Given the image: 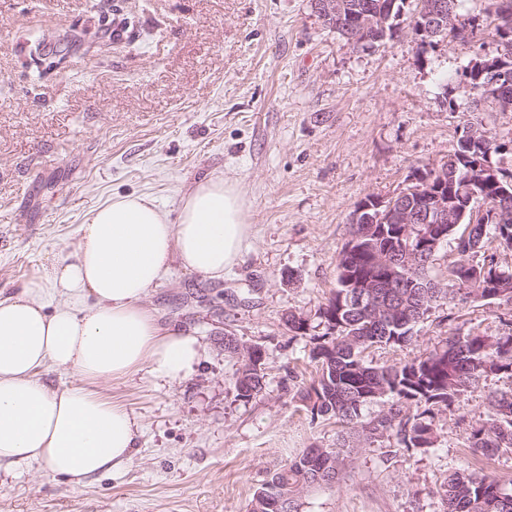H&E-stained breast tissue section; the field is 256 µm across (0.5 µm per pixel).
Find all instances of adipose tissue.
Masks as SVG:
<instances>
[{
    "label": "adipose tissue",
    "mask_w": 512,
    "mask_h": 512,
    "mask_svg": "<svg viewBox=\"0 0 512 512\" xmlns=\"http://www.w3.org/2000/svg\"><path fill=\"white\" fill-rule=\"evenodd\" d=\"M251 234L244 194L221 176L183 193L174 224L146 195H116L92 209L73 250L0 300V479L38 465L81 487L131 462L139 423L98 383L144 368L171 383L190 378L198 338L160 330L144 300L175 261L222 278ZM57 370L71 381L43 382Z\"/></svg>",
    "instance_id": "ef3b65f1"
}]
</instances>
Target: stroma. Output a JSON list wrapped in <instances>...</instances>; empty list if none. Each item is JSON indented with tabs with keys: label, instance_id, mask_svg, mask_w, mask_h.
Here are the masks:
<instances>
[{
	"label": "stroma",
	"instance_id": "stroma-1",
	"mask_svg": "<svg viewBox=\"0 0 512 512\" xmlns=\"http://www.w3.org/2000/svg\"><path fill=\"white\" fill-rule=\"evenodd\" d=\"M488 0H465L473 37L420 51L408 24L385 46L353 50L315 0H0V299L72 250L94 207L153 197L176 220L198 179L236 182L253 236L223 278L172 264L146 306L161 329L204 347L179 383L141 370L101 392L138 418L130 465L73 487L46 469L0 485V512H248L254 493L298 453L335 446L345 429L312 418L295 388L316 376L310 337L288 313L314 315L336 286L356 204L398 192L414 169L439 168L473 92L462 72L495 56ZM126 21L122 38L113 19ZM480 119L512 171V112ZM512 330V304L444 301L411 345L373 346L391 365L443 346L455 331ZM265 353L266 388L235 391L225 333ZM512 376L488 377L435 418L429 452L358 443L342 478L308 489L301 512H444L448 473L476 471L512 490V452L470 448V425Z\"/></svg>",
	"mask_w": 512,
	"mask_h": 512
}]
</instances>
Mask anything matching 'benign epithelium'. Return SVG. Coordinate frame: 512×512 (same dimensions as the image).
Returning a JSON list of instances; mask_svg holds the SVG:
<instances>
[{
	"instance_id": "1",
	"label": "benign epithelium",
	"mask_w": 512,
	"mask_h": 512,
	"mask_svg": "<svg viewBox=\"0 0 512 512\" xmlns=\"http://www.w3.org/2000/svg\"><path fill=\"white\" fill-rule=\"evenodd\" d=\"M316 9L322 20L339 29L348 44L358 49L386 31L393 6L356 15L350 11L348 0H317ZM418 33L426 35L425 41L446 36L450 27H458V18L448 10L447 0H423L416 14ZM475 72L484 78L480 96L468 107L470 112H479L483 104H489L499 112H512V70L503 57L479 56L470 61L466 72ZM465 140L472 150L485 149L487 132L479 123L469 121L464 126ZM502 168L492 162L491 153L471 155L459 152L453 158L448 175L424 174L419 171L409 177L414 184L413 195L396 193L380 199L379 206L361 204L353 215L354 224H420L426 227L421 232L422 246L416 251L403 246L393 253L395 260L386 264L395 266L397 258H403L401 266L428 265L433 255L447 241V232L438 228L440 224H459L467 213L484 224H512V193L503 187ZM439 180H434V177ZM495 187L498 194L494 201L482 197L475 188ZM472 210H467V207Z\"/></svg>"
}]
</instances>
